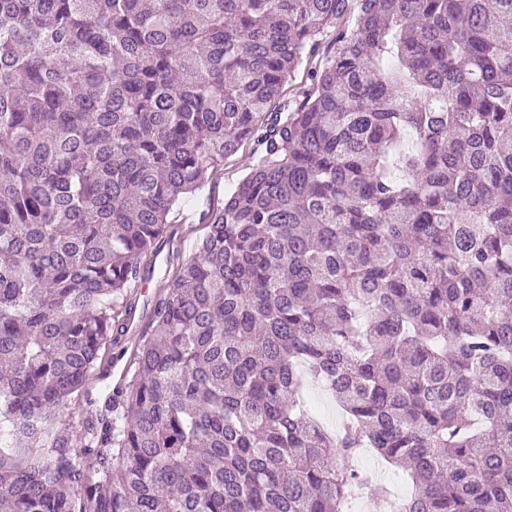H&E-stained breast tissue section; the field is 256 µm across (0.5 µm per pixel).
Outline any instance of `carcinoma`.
Segmentation results:
<instances>
[{"mask_svg":"<svg viewBox=\"0 0 512 512\" xmlns=\"http://www.w3.org/2000/svg\"><path fill=\"white\" fill-rule=\"evenodd\" d=\"M366 448L512 512V0H0V512H347ZM253 157L252 146L241 148L224 161V169L216 177L209 179L195 195L187 198L172 213L171 228L175 231L172 246L179 250L180 259L194 255L195 244L205 232L203 214L208 209L224 204V198L249 171ZM172 246L170 244V252ZM168 250L169 246L165 245L162 248L155 265L152 266L149 271L145 269L144 273L141 275V279H139L135 284V289L137 290L138 295H140L139 307L135 320L138 319V314L141 312L144 302H146V300H152L167 286L168 271L170 268V264L166 261ZM142 284H144L143 288H140ZM307 397L325 427L335 430L342 420V412L331 394L319 388L315 381L308 386Z\"/></svg>","mask_w":512,"mask_h":512,"instance_id":"1","label":"carcinoma"}]
</instances>
